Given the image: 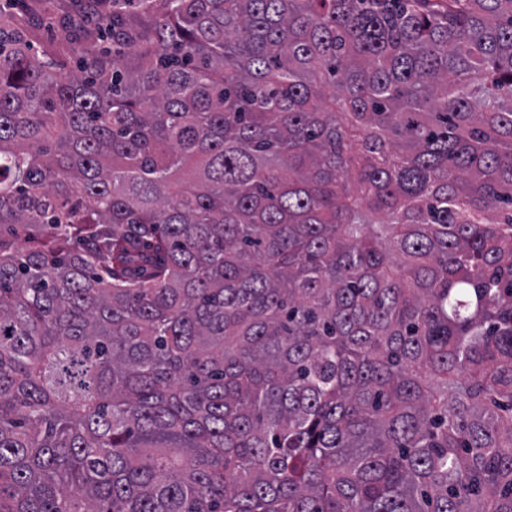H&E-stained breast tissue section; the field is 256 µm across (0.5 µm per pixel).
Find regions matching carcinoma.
I'll return each instance as SVG.
<instances>
[{
    "instance_id": "cac0c4a2",
    "label": "carcinoma",
    "mask_w": 512,
    "mask_h": 512,
    "mask_svg": "<svg viewBox=\"0 0 512 512\" xmlns=\"http://www.w3.org/2000/svg\"><path fill=\"white\" fill-rule=\"evenodd\" d=\"M100 24L0 8V512H512V0ZM83 2V1H82ZM76 0H23L15 4V18L34 46L39 61L51 60L63 72L72 73L85 42V32L95 31L92 21L84 26L71 24L79 9ZM51 17L52 26L47 18Z\"/></svg>"
}]
</instances>
